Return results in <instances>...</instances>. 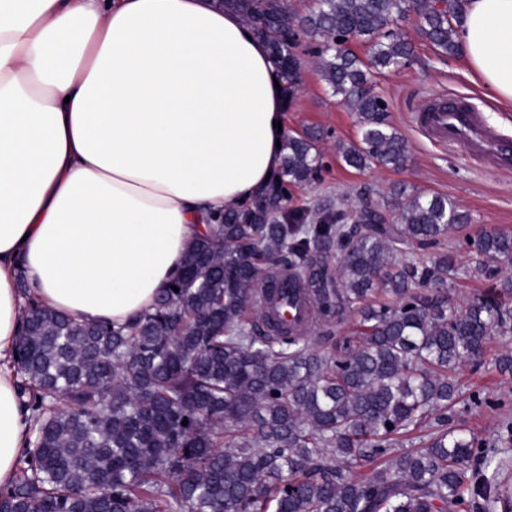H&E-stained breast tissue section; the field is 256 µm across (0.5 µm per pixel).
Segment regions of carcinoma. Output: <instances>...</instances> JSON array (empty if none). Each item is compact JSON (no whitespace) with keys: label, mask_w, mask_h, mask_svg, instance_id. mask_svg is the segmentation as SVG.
Returning a JSON list of instances; mask_svg holds the SVG:
<instances>
[{"label":"carcinoma","mask_w":512,"mask_h":512,"mask_svg":"<svg viewBox=\"0 0 512 512\" xmlns=\"http://www.w3.org/2000/svg\"><path fill=\"white\" fill-rule=\"evenodd\" d=\"M223 2L268 44L291 97L307 39L332 93L358 115V139L341 148L346 166L404 165L374 77L415 60L394 31L412 13L420 37L458 54V0H318L301 18L290 0ZM351 40L369 45L367 58ZM320 172L313 136H288L267 192L207 225L155 310L130 324L29 299L15 365L32 437L0 489V512H496L504 464L448 411L482 404L464 399L454 376L483 361L489 337L512 335V311L480 297L456 306L448 254L396 258L404 245H439L468 214L401 186L388 202L398 224L372 211L350 224L343 210L286 222L292 188ZM473 245L512 260L511 234ZM273 270L306 282L325 323L356 313L355 333L321 352L265 314L258 296ZM414 433L419 442L399 446Z\"/></svg>","instance_id":"obj_1"}]
</instances>
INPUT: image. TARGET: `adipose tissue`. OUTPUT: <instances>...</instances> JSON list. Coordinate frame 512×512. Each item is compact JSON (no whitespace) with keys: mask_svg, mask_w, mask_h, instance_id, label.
I'll return each instance as SVG.
<instances>
[{"mask_svg":"<svg viewBox=\"0 0 512 512\" xmlns=\"http://www.w3.org/2000/svg\"><path fill=\"white\" fill-rule=\"evenodd\" d=\"M461 8L473 79L511 105L512 0ZM280 78L219 0H0V487L28 434L18 274L88 321L152 311L212 217L277 177Z\"/></svg>","mask_w":512,"mask_h":512,"instance_id":"1","label":"adipose tissue"}]
</instances>
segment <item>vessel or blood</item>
I'll use <instances>...</instances> for the list:
<instances>
[{"label":"vessel or blood","instance_id":"obj_1","mask_svg":"<svg viewBox=\"0 0 512 512\" xmlns=\"http://www.w3.org/2000/svg\"><path fill=\"white\" fill-rule=\"evenodd\" d=\"M417 121L431 137L462 146L468 154L503 168L512 166V148L500 143L484 124L480 114L465 102L443 109L440 104L428 105L419 112ZM277 298L280 312L286 313L294 326L307 325L309 309L299 302L295 285L280 281Z\"/></svg>","mask_w":512,"mask_h":512}]
</instances>
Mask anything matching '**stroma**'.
I'll use <instances>...</instances> for the list:
<instances>
[{
	"label": "stroma",
	"instance_id": "obj_1",
	"mask_svg": "<svg viewBox=\"0 0 512 512\" xmlns=\"http://www.w3.org/2000/svg\"><path fill=\"white\" fill-rule=\"evenodd\" d=\"M400 30L415 39L417 60L408 68L377 76L375 90L387 101L390 119L407 142L406 166L399 170H357L344 165L339 152L343 144L358 135L357 115L341 98L332 95L316 58L304 56L300 88L288 109L287 126L292 135L318 131L322 172L319 181L294 189L288 208L311 216L342 204L356 217L367 207L379 212L385 223L393 224L397 212L388 206L387 199L394 185H406L411 192L446 196L469 215L466 232L449 233L440 246L425 251L413 245L404 247L397 258L408 261L422 255L432 261L446 252L466 269L480 259L475 248L466 244V236L487 232L512 235V169L482 166L469 159L461 147L430 139L416 125L415 115L432 99H465L477 108L488 126L512 142V111L489 100L473 83L462 56L441 54L418 39L415 18L402 22ZM510 350L512 336L491 337L486 363L468 364L459 370L457 380L464 395L480 394L484 403L470 411L455 408L450 418L487 447L502 449L512 459V441L504 438L512 426V375L499 373L491 363L492 358Z\"/></svg>",
	"mask_w": 512,
	"mask_h": 512
}]
</instances>
